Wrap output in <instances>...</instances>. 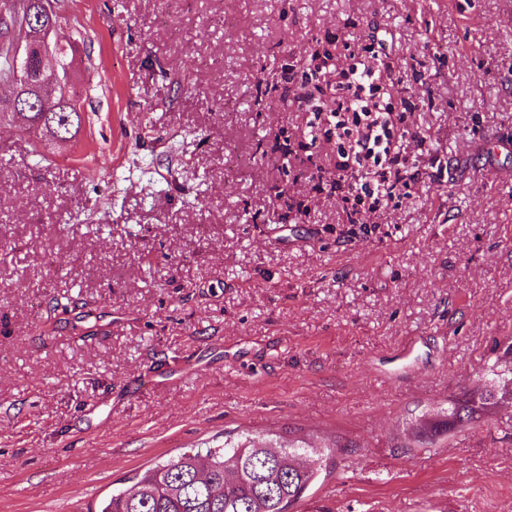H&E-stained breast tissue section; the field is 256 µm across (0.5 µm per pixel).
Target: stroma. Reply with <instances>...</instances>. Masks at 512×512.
<instances>
[{
	"label": "stroma",
	"mask_w": 512,
	"mask_h": 512,
	"mask_svg": "<svg viewBox=\"0 0 512 512\" xmlns=\"http://www.w3.org/2000/svg\"><path fill=\"white\" fill-rule=\"evenodd\" d=\"M54 6L85 123L0 127V512H86L228 433L335 441L291 512H512V407L403 432L512 341V0ZM366 36L424 176L350 224L293 89Z\"/></svg>",
	"instance_id": "stroma-1"
}]
</instances>
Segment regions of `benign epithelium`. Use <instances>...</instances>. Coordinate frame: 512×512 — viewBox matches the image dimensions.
<instances>
[{
  "instance_id": "7a95c632",
  "label": "benign epithelium",
  "mask_w": 512,
  "mask_h": 512,
  "mask_svg": "<svg viewBox=\"0 0 512 512\" xmlns=\"http://www.w3.org/2000/svg\"><path fill=\"white\" fill-rule=\"evenodd\" d=\"M23 7L26 15L34 12L38 20H30V25L11 41L15 77L10 93L0 97V123L21 110L37 111L48 86L55 87L59 96L71 95L69 81L60 74L61 42L55 36L53 0H25Z\"/></svg>"
}]
</instances>
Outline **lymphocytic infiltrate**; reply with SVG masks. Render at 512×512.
I'll list each match as a JSON object with an SVG mask.
<instances>
[{"instance_id": "lymphocytic-infiltrate-1", "label": "lymphocytic infiltrate", "mask_w": 512, "mask_h": 512, "mask_svg": "<svg viewBox=\"0 0 512 512\" xmlns=\"http://www.w3.org/2000/svg\"><path fill=\"white\" fill-rule=\"evenodd\" d=\"M348 59L338 72L336 98L330 104H312L305 90L297 99L311 106L310 127L323 129L325 138L336 141V171L329 185L343 204L347 223L359 224L406 195L422 172L404 146L406 117L415 104L385 90L383 77L393 74L392 60L371 43L349 52Z\"/></svg>"}]
</instances>
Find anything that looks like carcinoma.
Returning a JSON list of instances; mask_svg holds the SVG:
<instances>
[{
    "label": "carcinoma",
    "mask_w": 512,
    "mask_h": 512,
    "mask_svg": "<svg viewBox=\"0 0 512 512\" xmlns=\"http://www.w3.org/2000/svg\"><path fill=\"white\" fill-rule=\"evenodd\" d=\"M48 111L62 133L76 136L83 124L81 107L48 100L43 110L26 112L35 120ZM512 405V342L490 366L488 374L449 400L448 411L429 410L407 423L415 439H433L465 426L491 421L501 404ZM282 452L248 435L224 436V446L206 449L207 472L199 476L200 450H185L129 479V485L102 501L98 512H288L316 484L323 457L335 452L327 444L309 465L298 462L296 439L279 443Z\"/></svg>",
    "instance_id": "carcinoma-1"
}]
</instances>
